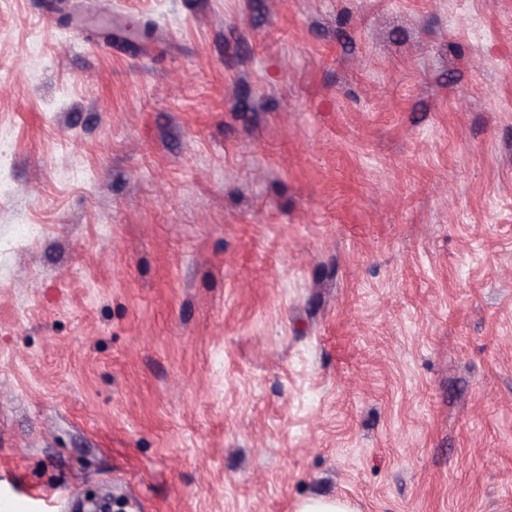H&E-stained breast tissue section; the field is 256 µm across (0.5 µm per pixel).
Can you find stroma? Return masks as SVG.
Listing matches in <instances>:
<instances>
[{
  "mask_svg": "<svg viewBox=\"0 0 512 512\" xmlns=\"http://www.w3.org/2000/svg\"><path fill=\"white\" fill-rule=\"evenodd\" d=\"M0 129V493L512 512V0H0Z\"/></svg>",
  "mask_w": 512,
  "mask_h": 512,
  "instance_id": "35a3bbf8",
  "label": "stroma"
}]
</instances>
